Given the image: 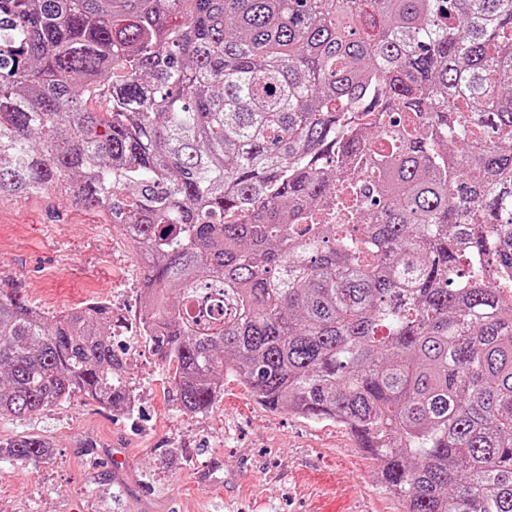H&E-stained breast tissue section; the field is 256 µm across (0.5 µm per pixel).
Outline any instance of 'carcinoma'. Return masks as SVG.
Returning a JSON list of instances; mask_svg holds the SVG:
<instances>
[{"instance_id":"carcinoma-1","label":"carcinoma","mask_w":512,"mask_h":512,"mask_svg":"<svg viewBox=\"0 0 512 512\" xmlns=\"http://www.w3.org/2000/svg\"><path fill=\"white\" fill-rule=\"evenodd\" d=\"M48 190L139 249L184 412L235 378L401 512H512V0H0V197ZM7 288L0 419L130 407L109 305Z\"/></svg>"}]
</instances>
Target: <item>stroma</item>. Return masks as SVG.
<instances>
[{
  "mask_svg": "<svg viewBox=\"0 0 512 512\" xmlns=\"http://www.w3.org/2000/svg\"><path fill=\"white\" fill-rule=\"evenodd\" d=\"M1 275L50 318L108 303L135 406L77 396L25 421L0 420L1 440L29 433L52 445L35 461L0 460V512H398L338 422L268 410L232 379L209 411L181 410L139 334L138 250L98 211L53 191L1 198Z\"/></svg>",
  "mask_w": 512,
  "mask_h": 512,
  "instance_id": "35a3bbf8",
  "label": "stroma"
}]
</instances>
